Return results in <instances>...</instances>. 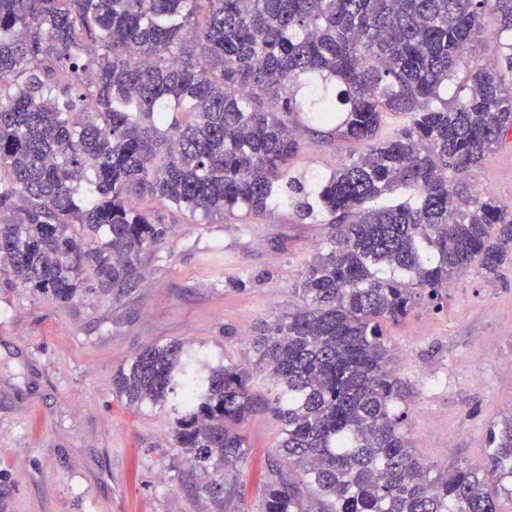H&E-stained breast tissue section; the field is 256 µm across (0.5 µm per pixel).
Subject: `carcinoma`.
Here are the masks:
<instances>
[{"mask_svg":"<svg viewBox=\"0 0 512 512\" xmlns=\"http://www.w3.org/2000/svg\"><path fill=\"white\" fill-rule=\"evenodd\" d=\"M489 26L494 68L475 59ZM305 109L365 146L308 186L290 174ZM391 116L404 124L387 132ZM510 133L512 0H0V273L62 306L121 300L167 235L133 197L327 216L302 305L251 337L296 473L263 483L258 512H309L303 485L327 512H500L512 417L489 429L488 468L434 471L405 433L383 325L512 252V209L462 186ZM112 390L168 409L196 491L224 502L256 410L247 373L173 341Z\"/></svg>","mask_w":512,"mask_h":512,"instance_id":"1","label":"carcinoma"}]
</instances>
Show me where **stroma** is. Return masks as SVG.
<instances>
[{
	"label": "stroma",
	"instance_id": "1",
	"mask_svg": "<svg viewBox=\"0 0 512 512\" xmlns=\"http://www.w3.org/2000/svg\"><path fill=\"white\" fill-rule=\"evenodd\" d=\"M299 139L291 173L301 178L330 175L360 151L305 117ZM465 186L512 205V136ZM151 209L169 232L142 257L146 282L120 301L63 307L0 274V512H257L262 477L288 470L276 451L282 424L266 409L244 426L248 452L224 475L223 503L198 496L169 414L117 397L112 376L141 350L178 340L245 370L251 392L268 398L249 337L300 305L296 287L330 225L290 209L214 221ZM383 330L420 459L487 466L488 430L512 415V261L490 278L472 264L438 305Z\"/></svg>",
	"mask_w": 512,
	"mask_h": 512
}]
</instances>
